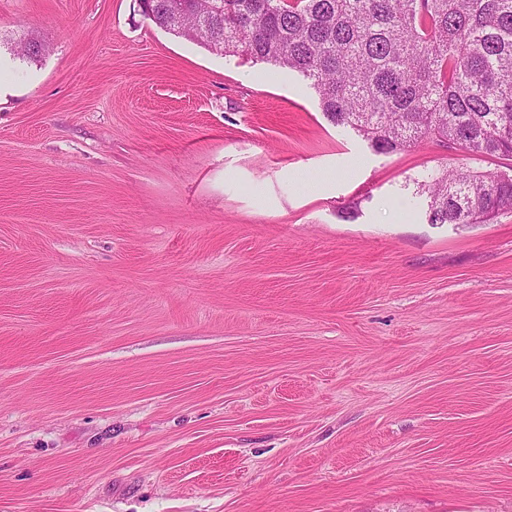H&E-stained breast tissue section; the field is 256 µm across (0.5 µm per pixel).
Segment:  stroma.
Masks as SVG:
<instances>
[{
    "label": "stroma",
    "mask_w": 512,
    "mask_h": 512,
    "mask_svg": "<svg viewBox=\"0 0 512 512\" xmlns=\"http://www.w3.org/2000/svg\"><path fill=\"white\" fill-rule=\"evenodd\" d=\"M0 86V512H512V213L419 188L501 160L139 0H0Z\"/></svg>",
    "instance_id": "1"
}]
</instances>
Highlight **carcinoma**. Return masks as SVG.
I'll return each mask as SVG.
<instances>
[{"mask_svg":"<svg viewBox=\"0 0 512 512\" xmlns=\"http://www.w3.org/2000/svg\"><path fill=\"white\" fill-rule=\"evenodd\" d=\"M156 27L310 80L326 118L380 154L435 141L512 161V0H152ZM429 224L512 211V165L449 164L421 183Z\"/></svg>","mask_w":512,"mask_h":512,"instance_id":"carcinoma-1","label":"carcinoma"}]
</instances>
